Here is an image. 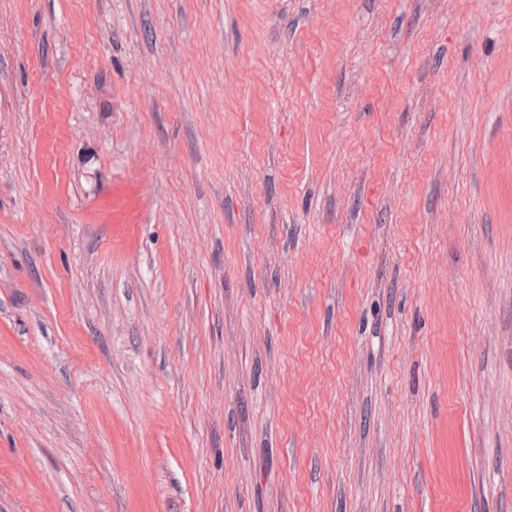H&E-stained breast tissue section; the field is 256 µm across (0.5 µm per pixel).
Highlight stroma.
Masks as SVG:
<instances>
[{"instance_id": "1", "label": "stroma", "mask_w": 512, "mask_h": 512, "mask_svg": "<svg viewBox=\"0 0 512 512\" xmlns=\"http://www.w3.org/2000/svg\"><path fill=\"white\" fill-rule=\"evenodd\" d=\"M0 512H512V0H0Z\"/></svg>"}]
</instances>
